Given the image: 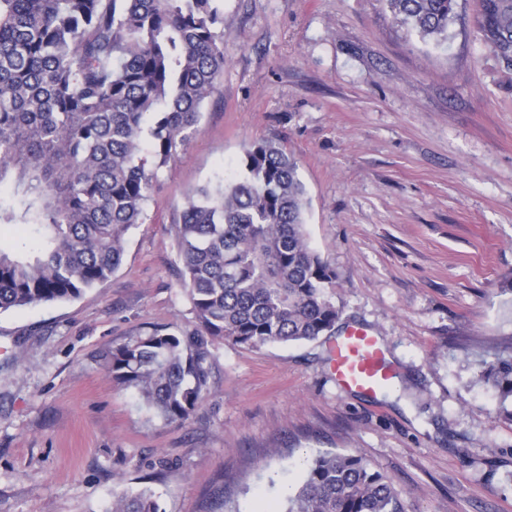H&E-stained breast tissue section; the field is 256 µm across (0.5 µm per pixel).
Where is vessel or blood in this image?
<instances>
[{
  "instance_id": "obj_1",
  "label": "vessel or blood",
  "mask_w": 512,
  "mask_h": 512,
  "mask_svg": "<svg viewBox=\"0 0 512 512\" xmlns=\"http://www.w3.org/2000/svg\"><path fill=\"white\" fill-rule=\"evenodd\" d=\"M331 353L333 374L345 389L374 394L390 377L379 341L367 330L348 329Z\"/></svg>"
}]
</instances>
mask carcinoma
I'll list each match as a JSON object with an SVG mask.
<instances>
[{"label": "carcinoma", "mask_w": 512, "mask_h": 512, "mask_svg": "<svg viewBox=\"0 0 512 512\" xmlns=\"http://www.w3.org/2000/svg\"><path fill=\"white\" fill-rule=\"evenodd\" d=\"M457 0H387L421 37L446 33ZM216 0H0V225L28 234L0 249V312L79 297L121 265L157 172L186 144L224 76ZM484 42L512 63V0H480ZM246 177L205 186L174 225L188 333L154 328L112 348L118 384L168 423L207 388L209 343L260 348L335 333L336 273L311 246L296 160L269 140ZM484 377L512 397V354ZM112 512H160L145 491ZM286 512H404L393 481L355 453L308 465Z\"/></svg>", "instance_id": "carcinoma-1"}]
</instances>
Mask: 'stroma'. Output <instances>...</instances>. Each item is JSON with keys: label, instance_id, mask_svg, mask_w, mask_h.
Instances as JSON below:
<instances>
[{"label": "stroma", "instance_id": "35a3bbf8", "mask_svg": "<svg viewBox=\"0 0 512 512\" xmlns=\"http://www.w3.org/2000/svg\"><path fill=\"white\" fill-rule=\"evenodd\" d=\"M227 65L189 142L153 183L119 269L79 298L0 313V512H284L304 458L355 452L404 512H512V404L480 376L512 352V65L479 0L447 35L386 0H219ZM272 139L298 163L306 232L336 272L337 330L378 336L392 370L343 389L330 337L260 349L217 339L190 418L141 408L109 351L195 316L176 275L187 196L246 174ZM112 512H160L153 495L145 491L124 494L113 501Z\"/></svg>", "mask_w": 512, "mask_h": 512}]
</instances>
